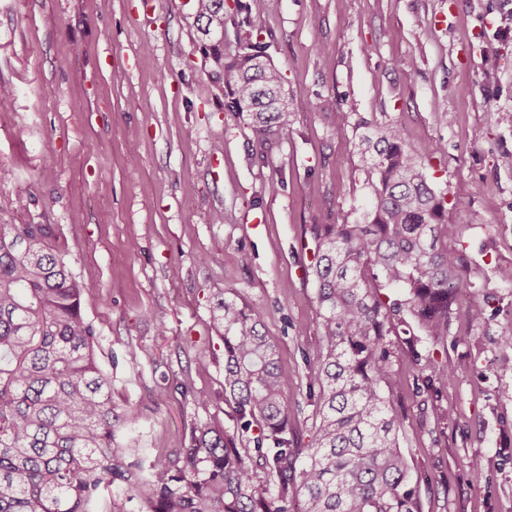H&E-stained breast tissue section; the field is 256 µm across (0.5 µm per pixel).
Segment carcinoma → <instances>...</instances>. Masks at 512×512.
Masks as SVG:
<instances>
[{
  "label": "carcinoma",
  "instance_id": "1",
  "mask_svg": "<svg viewBox=\"0 0 512 512\" xmlns=\"http://www.w3.org/2000/svg\"><path fill=\"white\" fill-rule=\"evenodd\" d=\"M195 25L227 107L261 147L288 133L281 71L250 39L224 50V5L197 0ZM359 153L369 206L354 224H317L313 268L324 354L312 368L308 444L288 436L277 346L264 314L226 298L224 391L236 429L192 434L177 466L159 456L144 470L115 443L112 385L99 368L83 288L50 251L47 224H0V512H420L398 441L390 336L419 329L448 341L451 307L468 286L448 249L446 196L396 125L364 124ZM398 288L392 300L381 293ZM260 427L261 479L236 447Z\"/></svg>",
  "mask_w": 512,
  "mask_h": 512
}]
</instances>
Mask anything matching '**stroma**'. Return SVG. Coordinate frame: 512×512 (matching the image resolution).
Segmentation results:
<instances>
[{"label":"stroma","mask_w":512,"mask_h":512,"mask_svg":"<svg viewBox=\"0 0 512 512\" xmlns=\"http://www.w3.org/2000/svg\"><path fill=\"white\" fill-rule=\"evenodd\" d=\"M194 12L195 0H0V224L54 227L112 404L137 416L116 441L129 459L173 460L194 430L234 428L211 322L227 297L264 312L288 421L310 428L323 351L312 227L360 219V123H393L446 195L448 247L471 282L447 347L420 341L417 362L393 341L399 443L421 512H512V347L498 343L512 329V0H226L225 50L260 38L288 91L291 125L264 147L225 110ZM471 302L487 306L477 345ZM443 362L452 377L417 388Z\"/></svg>","instance_id":"35a3bbf8"}]
</instances>
